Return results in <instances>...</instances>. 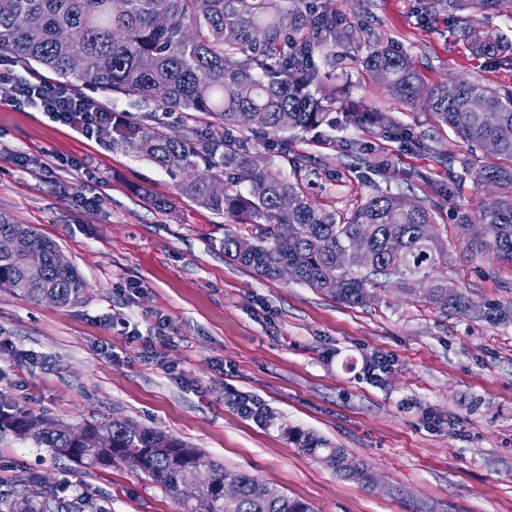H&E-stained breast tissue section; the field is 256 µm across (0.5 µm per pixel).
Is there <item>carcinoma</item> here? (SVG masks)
<instances>
[{
    "label": "carcinoma",
    "mask_w": 512,
    "mask_h": 512,
    "mask_svg": "<svg viewBox=\"0 0 512 512\" xmlns=\"http://www.w3.org/2000/svg\"><path fill=\"white\" fill-rule=\"evenodd\" d=\"M304 0H0V56L27 67L54 73L64 83L81 81L71 67L84 59L94 70L92 89L124 96L153 107L133 120L112 124V146L155 163L176 181L180 195L216 215L246 225L224 231V257L265 278L279 277L281 265L297 272L296 281L348 305H363L377 277L404 292H416L426 280L425 302L493 325H512V306L476 303L463 293L448 294L444 270L447 250L430 210L391 194L369 198L346 216L313 202L299 181L262 167L253 155L247 129L268 143L287 132H311L333 125L336 98L325 92V76L311 64L315 50L326 47L333 19L303 7ZM448 11L469 16L493 14L512 18V0H448ZM463 37L476 55L502 51L467 23ZM363 64L373 79L386 74L383 88L396 100L426 104L440 125L463 141L496 143L478 180L494 186L480 210L478 223L497 225V237L469 238L471 249L512 265V92L466 79L448 86L426 84L411 57L393 46L375 45ZM177 113L185 131L155 133L147 122L155 112ZM210 119L200 133L189 122L195 113ZM345 121L370 126L386 116L348 105ZM204 165L197 180L186 173ZM245 183L243 192L238 185ZM293 224L296 237L284 240L278 226ZM31 242L25 255L12 251L11 240ZM368 240L369 260L351 249L354 238ZM57 244L30 224L0 213V288L30 301L54 296L53 304L75 305L86 291L71 265L56 266ZM336 268L333 281L324 271ZM11 431L48 448L57 457L89 468H110L128 453L141 456L140 472L181 505L183 512H311L242 470H228L201 450L162 431L120 417L70 425L30 412L3 414L0 431ZM294 442L314 457L328 456L336 475L347 478L343 448L297 431ZM201 467L209 481L191 499L181 492L182 471ZM235 497L224 498V486ZM26 512H86L81 501L65 502L48 491L23 492Z\"/></svg>",
    "instance_id": "obj_1"
}]
</instances>
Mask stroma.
Returning a JSON list of instances; mask_svg holds the SVG:
<instances>
[{
  "label": "stroma",
  "instance_id": "1",
  "mask_svg": "<svg viewBox=\"0 0 512 512\" xmlns=\"http://www.w3.org/2000/svg\"><path fill=\"white\" fill-rule=\"evenodd\" d=\"M336 43L317 51L337 106L389 124L300 132L261 164L312 200L351 213L378 194L422 201L448 249L450 287L512 305V265L472 256L461 214L477 216L482 149L429 112L390 98L362 61L376 42L414 60L430 84L465 78L512 91V64L477 56L446 0H326ZM172 199L166 211L146 194ZM0 212L54 240L87 284L68 307L0 288V408L71 424L123 417L183 439L224 467L307 501L314 512H512V327L443 312L400 290L348 306L287 277L225 259L224 218L181 197L154 163L81 135L36 105L0 104ZM141 339L133 341L129 331ZM386 361L376 380L364 374ZM248 392L257 423L229 403ZM311 431L362 460L371 487L339 478L291 443ZM40 481L101 512H181L125 465L79 469L0 433V497ZM346 112H341L346 122H352L358 126H370L384 123L387 118L382 112H372L371 110L358 105H346Z\"/></svg>",
  "mask_w": 512,
  "mask_h": 512
}]
</instances>
